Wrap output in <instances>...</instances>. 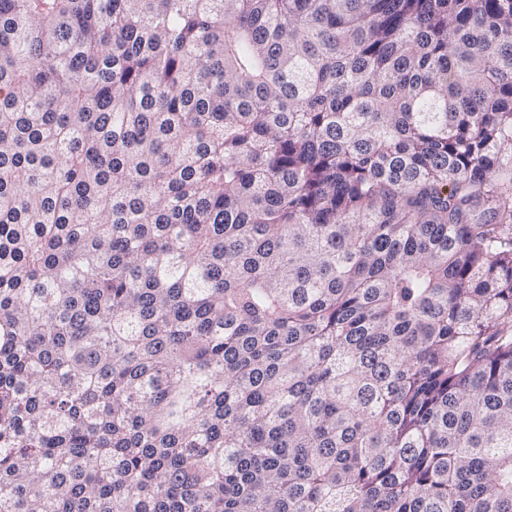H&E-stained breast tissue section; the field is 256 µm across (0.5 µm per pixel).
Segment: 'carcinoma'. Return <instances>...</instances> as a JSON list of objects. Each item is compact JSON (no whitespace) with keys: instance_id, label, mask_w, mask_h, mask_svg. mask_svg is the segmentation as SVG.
<instances>
[{"instance_id":"carcinoma-1","label":"carcinoma","mask_w":512,"mask_h":512,"mask_svg":"<svg viewBox=\"0 0 512 512\" xmlns=\"http://www.w3.org/2000/svg\"><path fill=\"white\" fill-rule=\"evenodd\" d=\"M0 512H512V0H0Z\"/></svg>"}]
</instances>
